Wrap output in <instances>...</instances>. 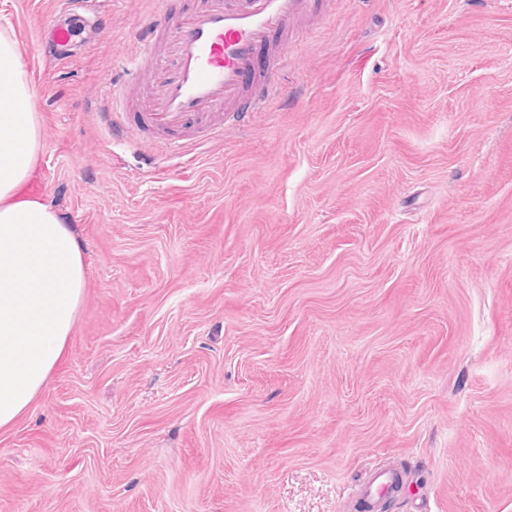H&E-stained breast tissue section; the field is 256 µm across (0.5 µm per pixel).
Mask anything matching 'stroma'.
<instances>
[{
    "mask_svg": "<svg viewBox=\"0 0 512 512\" xmlns=\"http://www.w3.org/2000/svg\"><path fill=\"white\" fill-rule=\"evenodd\" d=\"M10 0L46 146L37 190L86 286L0 429V512H512V0H324L283 88L177 157L97 104L182 0ZM409 478H402L392 469H372L363 485L354 491L353 497L363 506L366 512H372L374 507L393 493L395 485L400 480L402 486Z\"/></svg>",
    "mask_w": 512,
    "mask_h": 512,
    "instance_id": "obj_1",
    "label": "stroma"
}]
</instances>
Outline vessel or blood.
Wrapping results in <instances>:
<instances>
[{
  "label": "vessel or blood",
  "instance_id": "b4317fda",
  "mask_svg": "<svg viewBox=\"0 0 512 512\" xmlns=\"http://www.w3.org/2000/svg\"><path fill=\"white\" fill-rule=\"evenodd\" d=\"M318 11L316 0H192L187 9L160 11L136 30L141 49L131 70L147 75V100L104 92L102 110L116 138L163 132L174 147L186 133L197 140L223 135L249 121L275 96L271 74L288 60L291 27ZM399 480L376 468L354 492L373 512Z\"/></svg>",
  "mask_w": 512,
  "mask_h": 512
}]
</instances>
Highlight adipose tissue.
I'll return each mask as SVG.
<instances>
[{
    "instance_id": "ef3b65f1",
    "label": "adipose tissue",
    "mask_w": 512,
    "mask_h": 512,
    "mask_svg": "<svg viewBox=\"0 0 512 512\" xmlns=\"http://www.w3.org/2000/svg\"><path fill=\"white\" fill-rule=\"evenodd\" d=\"M0 429L58 365L85 287L72 228L30 187L43 144L34 88L13 30L0 28Z\"/></svg>"
}]
</instances>
